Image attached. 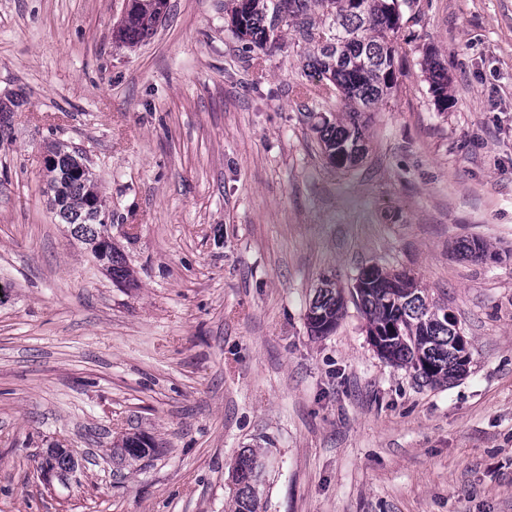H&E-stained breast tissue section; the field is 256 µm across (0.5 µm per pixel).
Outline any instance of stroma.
<instances>
[{
    "label": "stroma",
    "instance_id": "1",
    "mask_svg": "<svg viewBox=\"0 0 512 512\" xmlns=\"http://www.w3.org/2000/svg\"><path fill=\"white\" fill-rule=\"evenodd\" d=\"M126 3L0 0V97L24 101L0 128V512H230L244 448L272 461L260 512H512V0L404 6L397 86L347 170L312 129L342 104L302 95L295 23L251 47L231 0H169L128 48ZM54 142L91 162L132 284L57 222ZM369 265L447 304L463 377L380 357ZM328 280L344 307L317 336ZM135 431L156 450L131 466L110 448ZM58 443L79 469L49 487ZM429 88L440 110L448 109V70L432 55L427 58L426 69ZM308 311V327L315 335H326L336 327L339 314L343 308V296L341 291L336 288V284L326 281L323 287L318 290V294L312 300ZM317 315H316V314Z\"/></svg>",
    "mask_w": 512,
    "mask_h": 512
}]
</instances>
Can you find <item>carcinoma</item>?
Masks as SVG:
<instances>
[{
  "instance_id": "cac0c4a2",
  "label": "carcinoma",
  "mask_w": 512,
  "mask_h": 512,
  "mask_svg": "<svg viewBox=\"0 0 512 512\" xmlns=\"http://www.w3.org/2000/svg\"><path fill=\"white\" fill-rule=\"evenodd\" d=\"M324 9L328 32L334 42L325 44L312 38L308 26H301L302 36L314 44L313 68L336 89L346 110V119L333 122L322 118L313 125L319 134L322 150L331 164L339 168L354 166L365 151L366 112L388 97L396 88V63L399 58L396 34L399 19L393 18L395 7L407 0H315ZM268 0H249L248 9L231 15L239 17L247 38L261 47L274 33L268 12ZM162 16L155 0H131L113 37L135 47L154 33ZM429 88L437 106L448 109V69L436 58L426 61ZM57 157L55 168L47 171V187L56 215L68 226L71 236L86 246L90 255L112 277L122 283L130 271L123 255L112 245V225L95 220L102 207L95 173L87 159L62 143L50 146ZM474 259L487 257L486 245L478 239L460 246ZM363 287L356 296L369 323V332L381 338L379 354L391 364L410 368L422 382L441 385L463 375L470 356L459 360L454 356L451 336L458 323L448 321V307L429 300L426 289L406 273H390L377 266L362 270ZM310 307L316 318L308 322L310 331L326 335L336 327L343 308V296L336 284L327 281L318 290ZM154 451L150 438L142 434L122 436L112 453L136 462ZM267 462L261 454L246 448L233 465L235 484L234 512H259L264 484L257 483L266 473Z\"/></svg>"
}]
</instances>
